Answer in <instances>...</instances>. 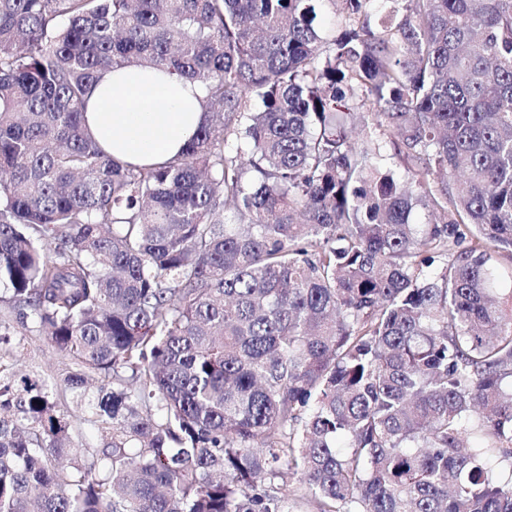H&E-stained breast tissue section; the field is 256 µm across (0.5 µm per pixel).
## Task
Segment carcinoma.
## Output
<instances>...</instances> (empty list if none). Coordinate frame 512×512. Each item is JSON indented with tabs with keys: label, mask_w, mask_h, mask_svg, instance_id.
I'll return each mask as SVG.
<instances>
[{
	"label": "carcinoma",
	"mask_w": 512,
	"mask_h": 512,
	"mask_svg": "<svg viewBox=\"0 0 512 512\" xmlns=\"http://www.w3.org/2000/svg\"><path fill=\"white\" fill-rule=\"evenodd\" d=\"M321 2L0 0V302L73 365L0 325V512H512V0ZM127 67L205 90L162 164L85 130ZM353 137L358 141L366 140L367 138L373 139L374 142L376 140H378L382 147L381 148V154L383 155L382 159H385L382 161V163L385 166L391 167L393 170H395L396 175H398V176L403 175V170L399 169V167H395L396 160L391 159L390 155L392 154V150H391L389 134H387V133L383 134V132L379 133L369 127H365L362 124H360L354 129ZM10 337L20 374H28L35 368L44 376L59 375L67 370L68 360L52 346L47 336L23 331Z\"/></svg>",
	"instance_id": "obj_1"
}]
</instances>
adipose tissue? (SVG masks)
<instances>
[{
  "label": "adipose tissue",
  "instance_id": "1",
  "mask_svg": "<svg viewBox=\"0 0 512 512\" xmlns=\"http://www.w3.org/2000/svg\"><path fill=\"white\" fill-rule=\"evenodd\" d=\"M204 95L201 86L165 71L112 70L88 96V131L117 161L160 164L176 157L206 121Z\"/></svg>",
  "mask_w": 512,
  "mask_h": 512
}]
</instances>
